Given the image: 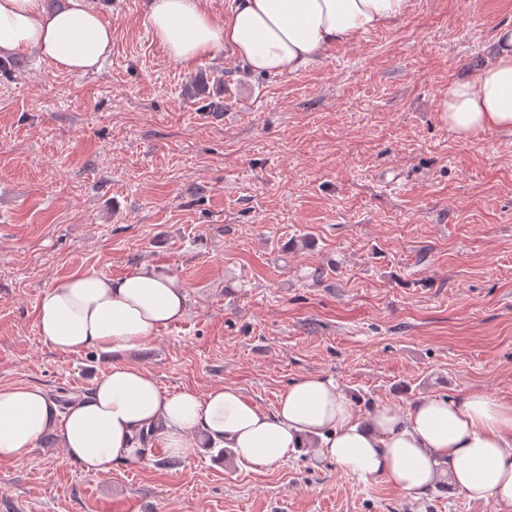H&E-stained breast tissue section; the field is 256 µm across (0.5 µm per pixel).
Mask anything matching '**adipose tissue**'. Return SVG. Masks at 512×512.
<instances>
[{
    "instance_id": "1",
    "label": "adipose tissue",
    "mask_w": 512,
    "mask_h": 512,
    "mask_svg": "<svg viewBox=\"0 0 512 512\" xmlns=\"http://www.w3.org/2000/svg\"><path fill=\"white\" fill-rule=\"evenodd\" d=\"M409 7L410 0H237L217 20L205 0H150L147 19L181 66L228 47L252 72L293 74L336 45L395 25ZM31 52L58 69L94 73L112 53V27L91 0H0V58ZM439 112L463 140L492 127L512 130V26L499 29L492 59L475 77L449 82ZM186 299L183 283L153 265L119 278L82 272L43 291L36 329L61 353L130 351L183 318ZM54 431L69 461L93 473L141 461L147 433L172 458L228 448L260 473L306 448L413 500L438 489L512 504V402L482 391L384 404L359 418L351 394L319 374L291 382L271 411L231 385L167 396L151 370L124 363L63 412L40 387L0 385V460L21 457Z\"/></svg>"
}]
</instances>
